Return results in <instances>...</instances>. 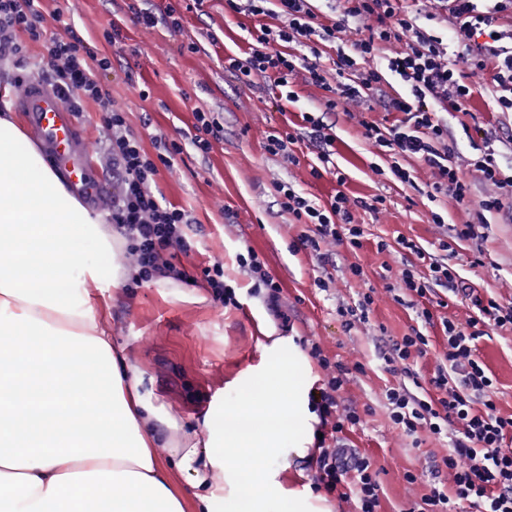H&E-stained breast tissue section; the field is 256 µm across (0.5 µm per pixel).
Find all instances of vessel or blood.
I'll list each match as a JSON object with an SVG mask.
<instances>
[{"instance_id":"vessel-or-blood-1","label":"vessel or blood","mask_w":512,"mask_h":512,"mask_svg":"<svg viewBox=\"0 0 512 512\" xmlns=\"http://www.w3.org/2000/svg\"><path fill=\"white\" fill-rule=\"evenodd\" d=\"M21 111L41 142L51 164L59 169L70 191L86 205L99 207L101 181L89 161L81 125L53 89L41 84L27 88L18 100Z\"/></svg>"}]
</instances>
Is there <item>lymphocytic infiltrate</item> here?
Instances as JSON below:
<instances>
[{
	"instance_id": "lymphocytic-infiltrate-1",
	"label": "lymphocytic infiltrate",
	"mask_w": 512,
	"mask_h": 512,
	"mask_svg": "<svg viewBox=\"0 0 512 512\" xmlns=\"http://www.w3.org/2000/svg\"><path fill=\"white\" fill-rule=\"evenodd\" d=\"M42 2L0 0V55L23 54L25 47L17 39L21 33L43 43L47 71L63 103L76 113L90 102L98 106L106 130L104 160L115 182L105 220L125 243L123 258L133 284L190 281L181 259L197 247L191 220L185 210L166 202L156 177L160 169H173L185 145L209 150L211 140L223 131L220 121L212 113L197 112L188 143L158 133L154 139L163 150L149 155L129 128L128 106L117 101L105 83L111 59L62 21L60 12L46 11ZM224 7L233 13L248 10L258 20L245 54L225 58V69L240 83H270L286 89V99L292 102L296 96L290 86L299 72H306L308 83L324 91L327 111H359L363 138L386 159L396 181L413 185L412 172L402 161L418 159L431 171L429 198L443 195L469 207V185L460 176V156L448 142L443 115H469L475 75L484 77L496 107L512 112V46L503 45L498 28L503 13L512 11V0H336L335 16L327 22L309 0H224ZM267 16L280 18V26L264 24ZM445 24L455 32L453 43H444L436 33ZM326 42L335 43L337 50L330 68L321 61L320 46ZM387 44L395 50L385 58L381 50ZM389 72L400 78L406 95H383ZM378 106L395 113L390 125L370 120ZM301 119L310 130L311 176H332L338 189L323 203L290 183L277 184L276 189L282 208L304 226L298 249L316 253L326 264L334 248L352 253L362 248L364 230L356 214L381 212L386 198L350 199L343 190L346 177L336 163L332 126L310 112ZM471 165L490 187L480 209L500 210L503 195H512V179L503 177L495 151L485 152ZM398 244L408 257L397 283L386 289L397 303L414 309L416 324L401 339L384 345V371L402 379L401 385L386 387L384 397L392 422L406 437L415 440L424 432L448 443L446 455L434 466L428 493L408 512H512V415L497 410L493 378L478 348L487 330L512 327V298L481 295L461 281L454 266L435 259L414 241L402 237ZM449 291L459 295L467 309L465 318H436L435 309L448 305ZM434 324L443 334L444 349L436 369L425 378L412 362L426 356L425 330ZM310 355L327 371L326 381L315 386L309 398L320 420L311 485L329 495L340 494L353 503L354 512H382L379 467L370 458L346 454L336 446L339 433L361 423L356 410L343 406L340 392L350 374L363 372L364 366L330 363L316 345Z\"/></svg>"
}]
</instances>
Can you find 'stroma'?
<instances>
[{"mask_svg":"<svg viewBox=\"0 0 512 512\" xmlns=\"http://www.w3.org/2000/svg\"><path fill=\"white\" fill-rule=\"evenodd\" d=\"M131 0H48V9H60L84 36L92 38L102 54L112 60L108 85L114 98L130 107L131 129L145 138L149 154L157 149L148 131L171 138L192 132L194 114L202 110L218 116L224 126L220 139L208 152L187 147L177 156L174 171H161L159 190L166 201L186 210L194 221L192 234L198 249L183 260L189 273L220 262L224 280L232 287L237 305L221 306L202 284L168 280L121 288L104 318L112 332V345L123 351L144 374L140 391L157 410L175 417L177 426L165 431L171 448L202 445L204 417L216 406L237 404L277 357L294 352L306 358L307 385L320 384L326 373L309 358L311 344H319L330 361L348 365L360 362L364 373L354 374L342 397L354 405L363 424L346 432L343 447L357 449L375 459L384 472V512H404L420 498L424 486L408 487L405 471L421 468L427 453L440 452L433 439L419 444L402 436L391 422L382 395L395 377L384 372L374 342L365 330L345 331L339 307L353 304L359 293L373 291L370 320L386 335L398 338L415 323L412 309L395 302L381 277L383 265L401 269L397 237L403 236L437 252L439 241L449 239L453 226L475 220L473 209L463 210L444 197L429 200L430 172L413 162L414 186L399 187L391 175L375 174L376 151L360 135L356 121L341 112L326 111L324 93L305 81L293 89L297 102L281 99L279 90L265 82L242 87L225 71L224 57L246 50L255 20L248 13L225 11L224 0H204L200 10L183 12L181 29L164 25L145 30L132 19ZM119 21L117 42H107L103 32ZM148 98H140V90ZM488 98L476 97L470 115L448 113V139L464 157L492 148L503 170L512 169V152L503 146L512 136V112H492ZM323 114L336 133V161L345 172L344 186L332 177L314 179L310 174L311 148L298 144L300 163L290 167L265 152L263 143L286 121L300 112ZM292 182L318 201H326L336 189L349 197L389 199L385 212L360 213L366 239L357 253L338 250L336 264L321 267L311 253L295 249L302 227L281 209L276 186ZM445 215L444 224L432 223V212ZM481 238L461 242L450 259L460 276L481 293L512 295V210L486 214ZM388 248L378 251L377 240ZM254 250L264 259L269 273L279 281L281 317H274L261 298L253 295V282L239 256ZM481 264H474V257ZM363 266L358 280L348 273L350 264ZM329 279L320 290L318 279ZM480 356L493 375L495 402L501 414H512V330L491 332L478 342ZM263 469L273 477L265 512H281L284 493L311 488L312 470L299 458L291 440L280 443L279 453L266 460Z\"/></svg>","mask_w":512,"mask_h":512,"instance_id":"stroma-1","label":"stroma"}]
</instances>
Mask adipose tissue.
I'll use <instances>...</instances> for the list:
<instances>
[{"instance_id":"obj_1","label":"adipose tissue","mask_w":512,"mask_h":512,"mask_svg":"<svg viewBox=\"0 0 512 512\" xmlns=\"http://www.w3.org/2000/svg\"><path fill=\"white\" fill-rule=\"evenodd\" d=\"M100 216L65 188L22 128L0 115V512H213L222 482L234 512H261L266 484L243 464L276 455L303 412L299 370L268 369L259 395L203 420V447L160 449L161 416L141 372L100 316L122 285ZM109 393L100 402L92 372ZM190 486L185 506L173 473Z\"/></svg>"}]
</instances>
